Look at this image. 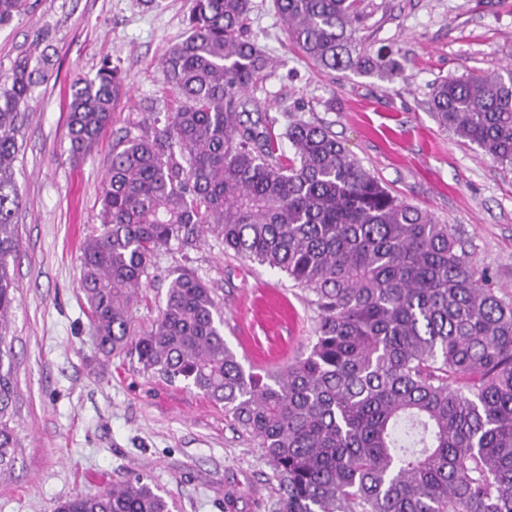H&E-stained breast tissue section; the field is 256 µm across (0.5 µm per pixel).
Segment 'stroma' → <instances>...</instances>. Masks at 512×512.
Returning a JSON list of instances; mask_svg holds the SVG:
<instances>
[{"label": "stroma", "instance_id": "stroma-1", "mask_svg": "<svg viewBox=\"0 0 512 512\" xmlns=\"http://www.w3.org/2000/svg\"><path fill=\"white\" fill-rule=\"evenodd\" d=\"M0 26V80L24 54L49 53L21 127L14 222L19 252L9 324L20 424L11 475L0 477V512H51L74 493L96 495L144 474L174 512H267L274 483L260 448L222 406L198 390L144 373L136 356L104 358L88 318L79 260L97 226L112 144L150 107L173 105L161 60L185 33L186 0H30ZM247 35L270 64L252 93L270 116L329 125L346 150L400 198L454 225L470 259L493 272L512 303V172L477 145L439 127L429 110L435 82L512 65V0H363L358 50L403 59L395 79L328 74L294 46L271 0H252ZM117 65L126 92L94 150L72 158L70 86ZM214 290L224 339L243 366L262 373L307 355L318 310L283 273L241 260L213 236L156 259L136 324L149 327L175 271Z\"/></svg>", "mask_w": 512, "mask_h": 512}]
</instances>
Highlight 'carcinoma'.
<instances>
[{"instance_id":"carcinoma-1","label":"carcinoma","mask_w":512,"mask_h":512,"mask_svg":"<svg viewBox=\"0 0 512 512\" xmlns=\"http://www.w3.org/2000/svg\"><path fill=\"white\" fill-rule=\"evenodd\" d=\"M295 46L323 70L397 73L391 53L356 51L359 0H273ZM251 0H188L186 35L162 59L176 106L112 144L99 227L81 251L98 351L129 349L142 370L224 406L256 442L276 488L268 512H512V305L452 224L393 194L329 127L277 119L250 95L268 65L244 35ZM28 0H0V25ZM44 71L30 56L0 84V474L13 469L17 381L9 340L19 251L18 134ZM109 60L78 78L70 152L105 134L125 89ZM429 110L512 171V71L449 77ZM293 154L287 156L283 142ZM212 234L285 273L319 311L309 354L264 376L224 340L212 288L188 269L151 326L137 295L163 250ZM134 477L53 512H173Z\"/></svg>"}]
</instances>
